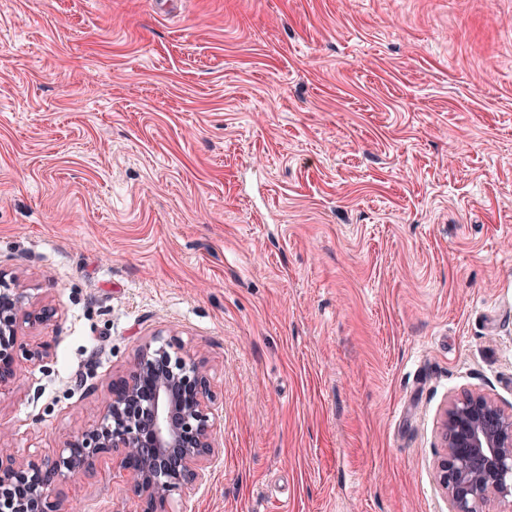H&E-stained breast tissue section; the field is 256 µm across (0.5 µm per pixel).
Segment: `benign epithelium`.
Instances as JSON below:
<instances>
[{
    "mask_svg": "<svg viewBox=\"0 0 512 512\" xmlns=\"http://www.w3.org/2000/svg\"><path fill=\"white\" fill-rule=\"evenodd\" d=\"M52 313L29 302L18 276L0 270V394L26 363L49 356V344H27L22 331L47 324ZM212 399L205 357L183 350L175 336L159 348L142 344L103 410L53 455L0 448V512H70L60 486L95 476L108 457L129 472L140 512H172L175 496L203 483L219 454ZM442 440L434 470L449 512L512 507V413L484 395H461L445 410Z\"/></svg>",
    "mask_w": 512,
    "mask_h": 512,
    "instance_id": "benign-epithelium-1",
    "label": "benign epithelium"
}]
</instances>
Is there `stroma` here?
<instances>
[{
	"mask_svg": "<svg viewBox=\"0 0 512 512\" xmlns=\"http://www.w3.org/2000/svg\"><path fill=\"white\" fill-rule=\"evenodd\" d=\"M0 268L54 311L0 446L176 335L221 452L175 512H448L449 402L512 412V0H0Z\"/></svg>",
	"mask_w": 512,
	"mask_h": 512,
	"instance_id": "35a3bbf8",
	"label": "stroma"
}]
</instances>
